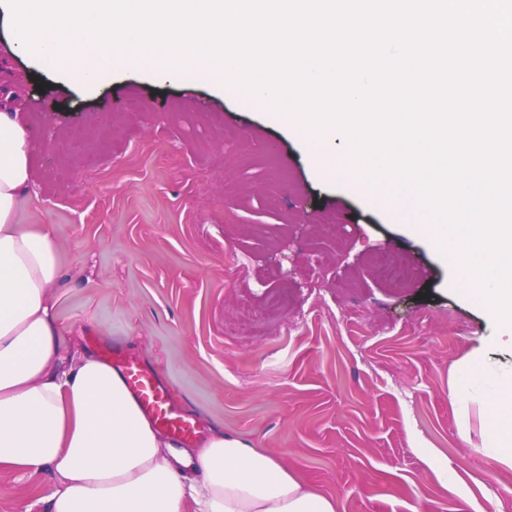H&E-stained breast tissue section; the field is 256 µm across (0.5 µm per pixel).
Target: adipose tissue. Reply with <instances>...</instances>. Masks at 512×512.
<instances>
[{
    "mask_svg": "<svg viewBox=\"0 0 512 512\" xmlns=\"http://www.w3.org/2000/svg\"><path fill=\"white\" fill-rule=\"evenodd\" d=\"M31 141L0 102V467L51 469L60 486L48 512H338L264 449L212 428L200 448L165 443L120 371L96 355L64 357L50 290L61 273L51 230L28 224ZM477 342L450 374L458 435L471 413L481 448L512 469V366L486 362Z\"/></svg>",
    "mask_w": 512,
    "mask_h": 512,
    "instance_id": "1",
    "label": "adipose tissue"
}]
</instances>
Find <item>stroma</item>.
<instances>
[{"instance_id":"stroma-1","label":"stroma","mask_w":512,"mask_h":512,"mask_svg":"<svg viewBox=\"0 0 512 512\" xmlns=\"http://www.w3.org/2000/svg\"><path fill=\"white\" fill-rule=\"evenodd\" d=\"M2 83L32 139L25 219L62 260L67 346L137 363L197 435L266 449L339 512H512V470L461 441L448 387L479 338L502 367L512 345L418 224L323 180L268 106L198 75L84 86L19 52L0 15ZM380 254L414 278L387 285ZM57 487L1 468L0 512H47Z\"/></svg>"}]
</instances>
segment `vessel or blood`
<instances>
[{
    "mask_svg": "<svg viewBox=\"0 0 512 512\" xmlns=\"http://www.w3.org/2000/svg\"><path fill=\"white\" fill-rule=\"evenodd\" d=\"M123 376L129 389L157 427L168 430L175 437L184 440L194 436L195 427L191 418L152 373L138 365L128 363L123 367Z\"/></svg>",
    "mask_w": 512,
    "mask_h": 512,
    "instance_id": "vessel-or-blood-1",
    "label": "vessel or blood"
}]
</instances>
